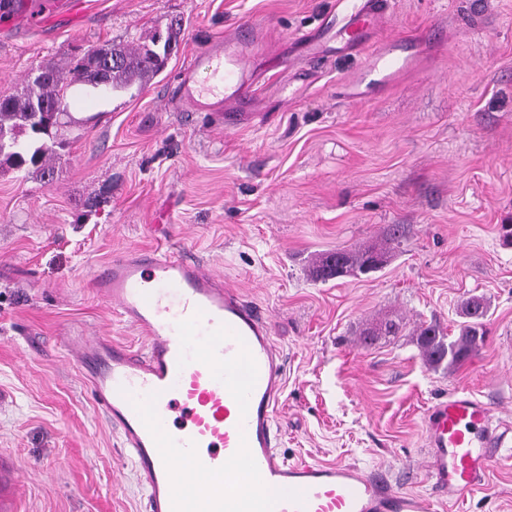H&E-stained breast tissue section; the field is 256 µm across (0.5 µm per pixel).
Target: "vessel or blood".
<instances>
[{
    "mask_svg": "<svg viewBox=\"0 0 512 512\" xmlns=\"http://www.w3.org/2000/svg\"><path fill=\"white\" fill-rule=\"evenodd\" d=\"M14 0L16 19L43 23L69 11L71 0ZM389 0H346L340 13L295 38L300 49L327 55L355 51L384 24ZM409 43L375 53L343 88L366 96L407 69ZM258 24L240 25L197 51L177 78L169 107L204 112L227 128L258 117L255 61ZM208 84H201L199 74ZM95 295L146 338L134 352L102 336L68 342L83 363L95 406L122 437L146 488V512H228L250 498L255 512H431L426 498L344 462L290 463L276 451L274 409L284 388V360L264 313L211 267L189 255L131 250L95 274ZM490 410L467 394L429 408L427 471L439 494L456 500L479 486L496 457L488 438ZM201 474L195 487L183 471ZM15 476L0 461V512H15Z\"/></svg>",
    "mask_w": 512,
    "mask_h": 512,
    "instance_id": "vessel-or-blood-1",
    "label": "vessel or blood"
}]
</instances>
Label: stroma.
Masks as SVG:
<instances>
[{"instance_id": "35a3bbf8", "label": "stroma", "mask_w": 512, "mask_h": 512, "mask_svg": "<svg viewBox=\"0 0 512 512\" xmlns=\"http://www.w3.org/2000/svg\"><path fill=\"white\" fill-rule=\"evenodd\" d=\"M341 0H85L76 19L0 32V92L37 68L68 66L107 41L135 50L179 26L167 67L143 85L72 92V133L53 181L0 169V459L17 476V512H144L146 490L119 432L94 409L63 336L144 338L89 282L113 254L184 248L269 315L285 359L277 452L344 461L430 499L435 512H512V0H391L374 45L430 33L416 68L362 101L339 81L366 52L301 57L298 31ZM262 26L282 72L259 58L265 123L218 127L166 104L200 48ZM307 75L297 101L281 84ZM386 249L378 270L326 281L324 254ZM489 304L480 350L430 367L416 344L438 322L455 339L462 300ZM398 334L361 343L387 321ZM468 394L503 436L484 483L442 501L426 474L425 415Z\"/></svg>"}]
</instances>
